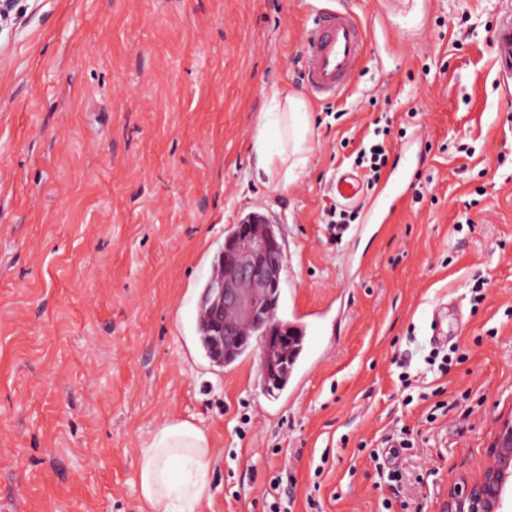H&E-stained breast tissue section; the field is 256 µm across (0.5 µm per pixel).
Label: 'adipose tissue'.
Segmentation results:
<instances>
[{
  "label": "adipose tissue",
  "instance_id": "ef3b65f1",
  "mask_svg": "<svg viewBox=\"0 0 512 512\" xmlns=\"http://www.w3.org/2000/svg\"><path fill=\"white\" fill-rule=\"evenodd\" d=\"M308 104L296 91L274 92L260 113L253 139L259 171L278 175L280 188L294 184L312 152ZM215 456L207 431L187 420L159 426L138 450L141 512H198L211 496Z\"/></svg>",
  "mask_w": 512,
  "mask_h": 512
}]
</instances>
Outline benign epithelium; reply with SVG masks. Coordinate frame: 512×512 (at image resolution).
Here are the masks:
<instances>
[{"label":"benign epithelium","instance_id":"benign-epithelium-1","mask_svg":"<svg viewBox=\"0 0 512 512\" xmlns=\"http://www.w3.org/2000/svg\"><path fill=\"white\" fill-rule=\"evenodd\" d=\"M267 222L263 216L239 227L211 278V297L203 305V314L220 343L234 346L254 341L263 362L287 342V337L273 329L261 338L251 336L254 326L268 322L265 302L280 287L278 240L255 228ZM488 453L500 461H512V417L502 421ZM503 480L504 473L491 467L462 478L448 487L443 512H500Z\"/></svg>","mask_w":512,"mask_h":512}]
</instances>
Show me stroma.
Masks as SVG:
<instances>
[{"label": "stroma", "instance_id": "35a3bbf8", "mask_svg": "<svg viewBox=\"0 0 512 512\" xmlns=\"http://www.w3.org/2000/svg\"><path fill=\"white\" fill-rule=\"evenodd\" d=\"M366 24L340 99L309 98L288 191L256 170L257 117L302 91L308 19ZM512 0H16L0 22V512H139L138 449L171 419L220 457L199 512H442L512 413V78L491 43ZM421 153L386 223L330 241L362 144ZM252 211L290 253L280 309L317 322L297 392L260 351L212 366L195 332L228 231ZM448 337L431 339L436 308ZM409 382H402V374ZM447 412H438V404ZM411 449L376 469L385 436Z\"/></svg>", "mask_w": 512, "mask_h": 512}]
</instances>
